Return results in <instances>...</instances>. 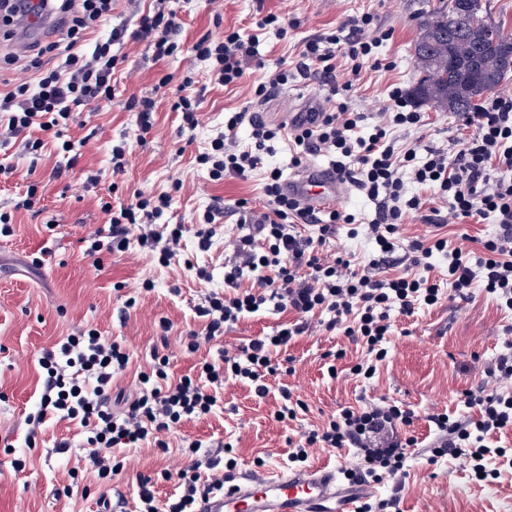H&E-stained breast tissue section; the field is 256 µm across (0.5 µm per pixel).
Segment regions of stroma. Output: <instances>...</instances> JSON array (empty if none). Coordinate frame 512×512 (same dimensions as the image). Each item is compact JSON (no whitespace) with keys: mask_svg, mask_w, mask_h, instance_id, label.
Returning a JSON list of instances; mask_svg holds the SVG:
<instances>
[{"mask_svg":"<svg viewBox=\"0 0 512 512\" xmlns=\"http://www.w3.org/2000/svg\"><path fill=\"white\" fill-rule=\"evenodd\" d=\"M437 3L165 0V11L175 14L182 25L180 48L156 61L145 45L118 46V54L126 58L118 74L123 93L99 111L77 114L70 135L85 142L77 165H70L68 155L52 144L36 159L18 144L0 148V166L13 167L17 173L16 178L0 183V211L11 210L28 169H35L37 178L47 186L44 211L16 214L13 236L0 238V512H101V499L119 497L124 500V512H135L139 477L163 470L170 478L159 481L155 491L159 501H166L178 492L177 474L190 464L180 451L186 440L200 441L211 451L229 441L235 446L239 468L253 467L261 457L266 468L285 470L290 466V442L342 409L357 410L383 400L403 403L414 411L416 419L406 432L417 444L409 450L405 477L387 476L377 482L378 498L394 499L396 512H512V469H500L497 460H488V469L497 470L498 475L482 480L452 458L430 457L437 431L428 422V415L475 418V411L463 403L464 393L494 384L499 359L512 357V311L502 309L495 296L481 288L472 289L465 298L456 295L448 282V255L444 252L431 258L440 289L438 303L417 305L409 317L391 313L388 355L383 361L373 362L366 345L345 336L342 330H326L329 313H315L311 331L293 339L283 351L288 371L269 378L266 398H256L247 384L226 381L222 400L213 413L183 421L166 434L168 453L148 445L114 449L123 469L112 481L98 479L85 470L81 448L84 434L79 425L51 419L34 431L26 423L27 415L39 405L43 371L38 357L42 349L82 329H98L127 347L131 363L117 380L118 386L126 387L139 372L148 369L161 319L171 324L168 352L171 373L176 377L192 373L198 362L217 358L224 349L273 334L291 321V313L271 302L245 316L222 338L202 342L196 353L183 351L182 336L204 330L194 313L195 306L209 293L224 289V267L232 259L225 239L239 231L235 202L249 199L256 208H264L262 183L267 171L277 168L290 174L296 148L288 140L273 139L263 167L246 181H212L195 157L223 131L225 112L247 106L254 86L279 63L295 61L306 39L331 32L348 15H372L377 28L387 31L389 38L378 43L375 63L364 64L359 81L345 98L330 97L319 80L300 77L273 92L257 109L267 126L276 128L297 113L308 111L312 100H321L330 111L344 102L351 110L365 113L368 123H375L390 103V91L397 86L410 89L416 79L415 17ZM262 11L297 18L301 24L283 37L276 28L257 27ZM229 29L255 37L260 62L247 80L233 87L217 84L207 62L191 51L202 35L219 40ZM187 74L193 75L195 90L201 96V124L191 131L181 129L178 114L171 110L173 94L165 91L158 100L151 133L145 141H138L137 111L128 103L130 96L151 91L162 77L177 83ZM422 113V129H391L398 146L421 138L448 150L466 132L455 113L427 107ZM123 141L130 146L127 166L116 175L111 150ZM59 167L68 168L65 179H54L53 172ZM98 170L113 175L118 187L112 196L116 203L136 191L158 194L182 183L181 192L164 216L167 223L187 228L181 254L171 265H159L134 248L103 254L96 262L84 257L82 238L106 226L98 199L84 185L86 172ZM217 199L225 206L224 232L214 238L209 251L202 252L194 232L204 210ZM339 209L354 215L355 221L339 225L329 243L331 251L361 266L378 261L383 278L405 273V265L383 263L378 246L366 234L367 224L376 216V201L356 189ZM499 232L491 216L477 224H450L439 229L428 222L425 212L409 211L400 226L395 255L400 259L413 240H427L438 233L447 236L452 246L461 234H468L473 239L472 249L478 253L484 242ZM42 250L50 254L47 264L33 267L31 255ZM198 266L207 267L209 279L196 277L194 269ZM148 279L154 283L149 291L143 288ZM131 297L137 300L135 309L130 310L126 321H118V308ZM360 363L374 364V374L368 378L355 374L354 368ZM284 386L292 389L302 407L295 418L280 422L275 414ZM62 439L70 447L60 453L55 443ZM65 485L70 488L66 494L61 491Z\"/></svg>","mask_w":512,"mask_h":512,"instance_id":"1","label":"stroma"}]
</instances>
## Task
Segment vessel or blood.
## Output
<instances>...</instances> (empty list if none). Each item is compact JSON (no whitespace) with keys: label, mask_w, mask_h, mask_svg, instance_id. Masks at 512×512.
Listing matches in <instances>:
<instances>
[{"label":"vessel or blood","mask_w":512,"mask_h":512,"mask_svg":"<svg viewBox=\"0 0 512 512\" xmlns=\"http://www.w3.org/2000/svg\"><path fill=\"white\" fill-rule=\"evenodd\" d=\"M58 23L55 0H24L16 15V49L28 50L31 30L45 35ZM281 188L302 209L311 212L335 206L351 190L335 169L319 163L300 165ZM375 494L374 485L351 483L333 471L243 470L200 502L196 512H358L359 504Z\"/></svg>","instance_id":"b4317fda"}]
</instances>
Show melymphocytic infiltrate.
<instances>
[{
  "label": "lymphocytic infiltrate",
  "instance_id": "1",
  "mask_svg": "<svg viewBox=\"0 0 512 512\" xmlns=\"http://www.w3.org/2000/svg\"><path fill=\"white\" fill-rule=\"evenodd\" d=\"M66 15V41L48 43L41 54L63 50V62L42 68L33 60L39 74L35 84L20 83L0 91V143L25 137V146L36 152L45 146L46 137L61 140V148L70 152L74 141L64 134L75 113L110 101L118 84L112 75L121 62L113 46L125 42L146 43L155 59L172 55L179 47L180 22L162 8L139 17L134 26H110L112 0H61ZM109 26L106 38L97 40L92 51H85L87 35L101 26ZM370 15L346 16L330 34L308 39L295 64L304 77L336 81V60H351L352 75H359L372 57L377 44L371 31ZM253 39L239 31L225 32L223 39L202 36L191 47L197 58L210 61L218 84L240 83L256 61ZM365 115L339 103L336 111H317L293 123L286 135L300 154L319 152L335 154L337 173L355 183L377 202V217L368 233L383 254L395 251L398 226L405 211L421 210L425 201L404 197L406 180L433 192L439 207L433 208L435 227L465 224L498 215L502 233L485 242L479 260H472L465 243L449 246L447 238L414 240L411 245L407 275L381 279L372 266L356 268L351 260L327 250L328 240L338 224L351 223L350 215L333 210L326 216L307 212L281 192V174L270 171L263 186L268 210L259 224L233 236L229 245L235 257L224 273V292H212L195 308L204 324L203 334L189 333L184 340L187 352L198 351L201 339L223 336L225 326L235 324L242 315L255 313L269 301L295 313L292 323L276 334L260 336L248 344L224 350L218 359L200 362L194 374L172 378L170 360L160 349H153L149 370L140 372L132 392L115 390L114 384L130 362L126 349L116 341L90 328L66 337L43 349L38 365L44 371L38 409L28 420L40 426L47 417L79 423L84 430L83 461L87 470L99 479H112L120 470L112 451L150 444L166 450L164 439L171 426L181 421L201 418L217 407L226 380L247 383L254 396L265 398L267 378L277 373V355L291 340L310 328L308 317L319 311L331 314L327 330L343 327L346 336L362 340L376 360L387 356L384 346L391 310L412 315L417 303L435 304L439 289L434 283L430 259L433 253L448 252V281L459 295H467L474 285H481L495 295L501 307L512 310V179L494 178L495 170L512 169V92L493 96L484 112L466 114L471 127L469 137L456 141L454 151L415 142L397 147L388 135L389 128H418L421 113L408 109L400 89H393L390 105L382 121L364 136L357 130ZM251 129V142L235 148L234 135L241 126ZM260 112L246 106L231 112L223 132L197 162L206 166L212 180L231 177L248 180L264 164L266 143L276 138ZM173 197L163 192L153 196L133 193L128 202L116 205L110 195L100 198V208L108 220L106 233L87 239L85 253L95 257L102 252H123L138 245L156 258L159 265H170L180 256L185 227L165 224L161 218L172 205ZM308 224L318 229L317 237L302 236L298 227ZM252 273L250 290H242L245 273ZM464 404L476 410L473 421L450 420L443 413L429 415L439 432L432 447L433 457L448 456L459 460L475 474L486 471L489 458L504 459L512 467V454L506 449L488 446L487 438L512 425V394L494 387L466 392ZM415 414L393 403L371 404L359 411L346 409L311 430L288 454L289 462L305 466L308 450L354 448L357 462L346 470L347 479L376 482L383 474L405 472L407 450L413 439L401 434V427L413 424ZM191 464L178 475L179 495L158 503L156 481L141 476L137 483L139 512H196V507L214 489L223 487L237 466L232 453L204 451L200 442L184 445Z\"/></svg>",
  "mask_w": 512,
  "mask_h": 512
}]
</instances>
